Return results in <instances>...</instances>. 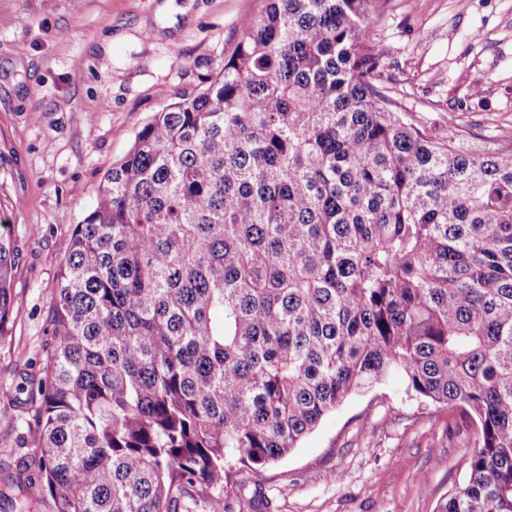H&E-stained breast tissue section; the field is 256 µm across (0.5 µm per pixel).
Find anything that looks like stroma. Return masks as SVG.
I'll return each mask as SVG.
<instances>
[{"label": "stroma", "mask_w": 512, "mask_h": 512, "mask_svg": "<svg viewBox=\"0 0 512 512\" xmlns=\"http://www.w3.org/2000/svg\"><path fill=\"white\" fill-rule=\"evenodd\" d=\"M263 0H0V222L17 241L19 306L0 347V512L24 506L28 397L72 232L148 118L192 88ZM381 83L421 127L470 143L512 128V0H386L370 30ZM474 425L391 376L351 395L224 512H437Z\"/></svg>", "instance_id": "obj_1"}]
</instances>
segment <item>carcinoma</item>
<instances>
[{
  "instance_id": "1",
  "label": "carcinoma",
  "mask_w": 512,
  "mask_h": 512,
  "mask_svg": "<svg viewBox=\"0 0 512 512\" xmlns=\"http://www.w3.org/2000/svg\"><path fill=\"white\" fill-rule=\"evenodd\" d=\"M382 0H265L75 225L31 395L52 512H222L397 372L472 419L438 512H512V131L473 152L380 83ZM0 224V344L19 314Z\"/></svg>"
}]
</instances>
